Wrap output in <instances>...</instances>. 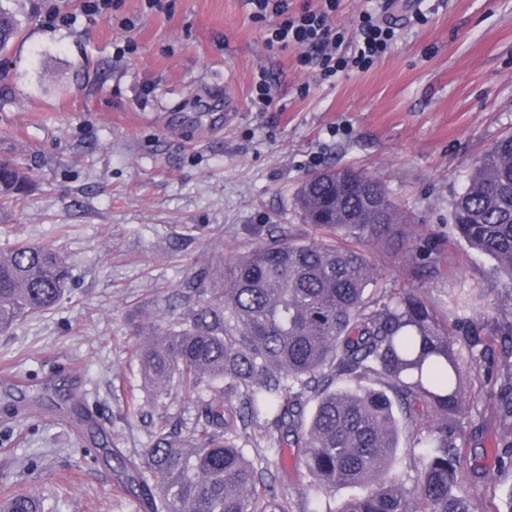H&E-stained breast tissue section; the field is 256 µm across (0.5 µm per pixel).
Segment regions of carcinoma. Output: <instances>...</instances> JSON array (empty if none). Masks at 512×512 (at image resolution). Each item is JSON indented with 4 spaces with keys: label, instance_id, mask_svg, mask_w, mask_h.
Instances as JSON below:
<instances>
[{
    "label": "carcinoma",
    "instance_id": "1",
    "mask_svg": "<svg viewBox=\"0 0 512 512\" xmlns=\"http://www.w3.org/2000/svg\"><path fill=\"white\" fill-rule=\"evenodd\" d=\"M17 35L16 14L0 9V55ZM32 186L29 172L0 162V207L19 204ZM295 206L315 235L276 231L213 269V287L197 289L189 312L137 329L153 400L195 394L201 410L185 431L159 417L135 460L114 452L119 479L144 512H288L245 454L253 426L274 446L269 465L281 468L282 449L295 448L300 478L326 493L359 489L332 512H483L457 492L456 461L466 451L456 441L467 405L461 349L479 363L501 343L497 401L512 428V132L476 161L451 211L457 239L493 260L484 282L508 289L487 316L492 333L474 322L485 289L452 290L444 308L425 293L426 281L449 276L433 249L405 247L408 283L369 289L379 276L369 247L410 219L377 177L324 169L303 182ZM70 280L50 246L0 249V332L52 310ZM403 432L426 444L411 488L393 474ZM0 512L45 506L21 491L0 496Z\"/></svg>",
    "mask_w": 512,
    "mask_h": 512
}]
</instances>
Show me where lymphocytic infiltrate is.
<instances>
[{
    "label": "lymphocytic infiltrate",
    "mask_w": 512,
    "mask_h": 512,
    "mask_svg": "<svg viewBox=\"0 0 512 512\" xmlns=\"http://www.w3.org/2000/svg\"><path fill=\"white\" fill-rule=\"evenodd\" d=\"M248 2L267 45L293 49L298 64L316 67L326 77L371 66L388 52L396 37L387 20L395 0H367V8L360 14L354 50L349 55L342 53L344 39L331 23L339 0H320L317 8L298 12L290 0Z\"/></svg>",
    "instance_id": "lymphocytic-infiltrate-1"
}]
</instances>
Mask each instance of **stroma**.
<instances>
[{
  "label": "stroma",
  "instance_id": "1",
  "mask_svg": "<svg viewBox=\"0 0 512 512\" xmlns=\"http://www.w3.org/2000/svg\"><path fill=\"white\" fill-rule=\"evenodd\" d=\"M54 2L0 0L21 22L0 58V159L35 180L0 209V248L53 246L73 275L53 310L0 333V494L37 490L49 512H135L112 464L92 460V431L132 458L152 417L193 419L198 399L150 402L132 327L189 309L173 290L260 231L301 227L295 195L325 167L376 176L411 217L378 287H401V245L423 235L451 273L428 282L432 298L485 288L491 260L455 239L450 211L475 161L512 131V0H423V23L397 0L389 52L331 80L269 48L246 0H109L94 18L68 0L64 24ZM261 71L274 93L265 112L251 102ZM465 376L460 491L504 512L512 448L489 395L496 374ZM133 396L141 415L127 412Z\"/></svg>",
  "mask_w": 512,
  "mask_h": 512
}]
</instances>
